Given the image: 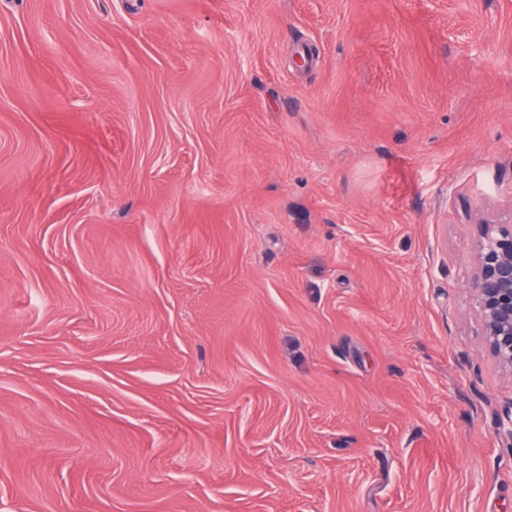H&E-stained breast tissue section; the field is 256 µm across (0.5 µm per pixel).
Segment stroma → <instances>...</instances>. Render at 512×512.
Returning <instances> with one entry per match:
<instances>
[{
  "mask_svg": "<svg viewBox=\"0 0 512 512\" xmlns=\"http://www.w3.org/2000/svg\"><path fill=\"white\" fill-rule=\"evenodd\" d=\"M484 219L512 0H0V512H512Z\"/></svg>",
  "mask_w": 512,
  "mask_h": 512,
  "instance_id": "1",
  "label": "stroma"
}]
</instances>
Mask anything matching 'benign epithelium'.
I'll list each match as a JSON object with an SVG mask.
<instances>
[{"mask_svg":"<svg viewBox=\"0 0 512 512\" xmlns=\"http://www.w3.org/2000/svg\"><path fill=\"white\" fill-rule=\"evenodd\" d=\"M471 293L488 353L512 372V224L484 225Z\"/></svg>","mask_w":512,"mask_h":512,"instance_id":"benign-epithelium-1","label":"benign epithelium"}]
</instances>
